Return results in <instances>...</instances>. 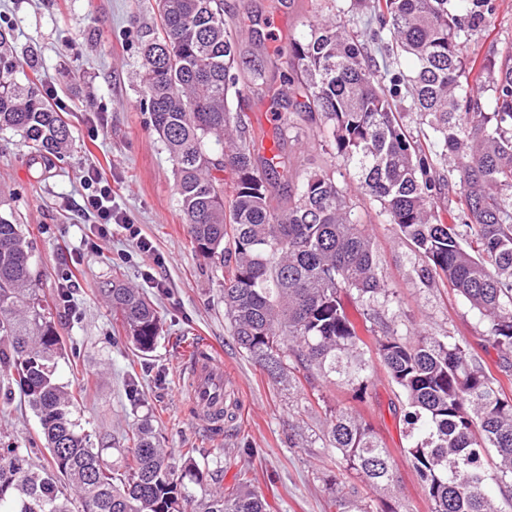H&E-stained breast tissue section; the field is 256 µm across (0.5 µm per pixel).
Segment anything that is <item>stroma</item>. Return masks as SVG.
<instances>
[{
    "instance_id": "obj_1",
    "label": "stroma",
    "mask_w": 512,
    "mask_h": 512,
    "mask_svg": "<svg viewBox=\"0 0 512 512\" xmlns=\"http://www.w3.org/2000/svg\"><path fill=\"white\" fill-rule=\"evenodd\" d=\"M498 24L486 34L474 31L466 57L497 54L512 40V0H493ZM241 26L245 54L261 61L271 91L246 95L243 107L263 143L280 142L291 169L332 161L315 124L275 119L272 97L280 89L291 45L312 21L315 0H224ZM154 0H0V26L10 29L18 54H39L40 86L52 100L66 104L63 117L74 145L54 163H30L22 137L0 131V211L13 214L26 233L36 284L45 294L50 317L66 340L58 376L85 397L73 413L94 447L112 463L126 432L143 422L154 428L156 443L172 457L201 448L202 482H188L194 498L213 484L230 488L250 479L268 504V512H336V481L344 475L341 459L328 448L324 433L332 413L346 409L373 429L395 462V486L384 497L361 487L367 502L430 512L420 478L407 450L415 432L404 421L399 388L383 367H375L366 389L332 384L287 370L271 378L233 342L224 318V271L196 256L182 220L173 162L150 125L143 103L140 41L145 27L156 25ZM333 162V161H332ZM336 164V163H335ZM98 168L111 185L116 205L152 244L140 253L121 225L99 234L83 210L89 168ZM336 178L348 188L356 216L377 244V261L389 296L376 305L380 321L369 320L356 295L346 306L360 338L376 348L381 324L399 335L425 331L468 342L489 368L499 353L485 321L451 289L423 287L416 274L419 258L399 240L393 225L377 218V205L362 195L352 171L336 164ZM125 275L156 305L163 334L156 349L141 354L127 342L96 288L113 272ZM69 279L70 301L58 289ZM223 360L230 380L224 389L223 435H212L190 412L182 387L191 344ZM137 381L138 400L127 385ZM39 422L13 382L0 374V445L22 449L37 463L47 455Z\"/></svg>"
}]
</instances>
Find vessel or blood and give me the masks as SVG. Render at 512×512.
I'll return each instance as SVG.
<instances>
[{"label":"vessel or blood","instance_id":"vessel-or-blood-1","mask_svg":"<svg viewBox=\"0 0 512 512\" xmlns=\"http://www.w3.org/2000/svg\"><path fill=\"white\" fill-rule=\"evenodd\" d=\"M189 400L206 427H213L224 408V367L209 352H202L187 367Z\"/></svg>","mask_w":512,"mask_h":512}]
</instances>
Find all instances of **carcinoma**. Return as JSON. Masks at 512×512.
Wrapping results in <instances>:
<instances>
[{"instance_id":"cac0c4a2","label":"carcinoma","mask_w":512,"mask_h":512,"mask_svg":"<svg viewBox=\"0 0 512 512\" xmlns=\"http://www.w3.org/2000/svg\"><path fill=\"white\" fill-rule=\"evenodd\" d=\"M160 26L145 35L141 84L153 131L174 165L178 202L195 253L224 268V315L238 348L275 378L283 359L315 370L330 383L367 387L372 365L343 296L366 304L387 296V284L366 225L328 166L288 174L274 145L256 160L245 113L232 110L242 89L268 90L266 68L238 52L239 28L224 0H156ZM320 17L292 45L282 75L283 109L320 121L325 152L352 167L364 195L378 202L418 254L424 285L447 284L487 322L512 370V41L480 65L481 92L469 91L475 64L463 38L478 20L496 29L491 0H318ZM350 12L377 26H346ZM409 70L380 64L370 45ZM37 51L21 58L0 30V130L21 133L41 160L71 142L69 124L29 78ZM488 97H483L484 93ZM415 115V126L403 113ZM232 175L226 182L224 173ZM294 180L288 207L275 209L276 175ZM448 187L460 224L437 218L435 199ZM127 340L153 352L162 329L154 304L119 277L99 289ZM64 344L33 287L29 244L21 225L0 214V370L16 375L36 413L47 464L36 467L18 448H0V512H190L185 479L200 481L197 450L179 470L139 428L123 449L121 470L72 419L78 403L57 377ZM379 360L401 389L407 424L417 430L407 449L431 512H512V398L499 380L452 336L418 331L412 339L386 330ZM329 447L345 471L372 488L394 481V462L371 428L338 411ZM494 480L501 495L487 493ZM356 487L336 489L338 512L360 506ZM203 512H267L248 480L206 489Z\"/></svg>"}]
</instances>
